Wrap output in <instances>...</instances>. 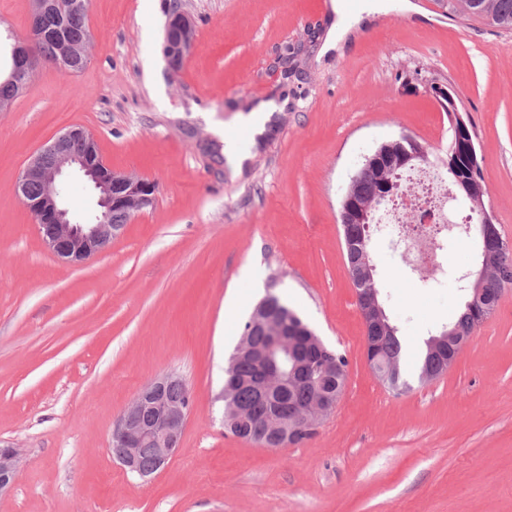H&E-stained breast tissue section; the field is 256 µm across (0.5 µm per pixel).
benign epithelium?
<instances>
[{"instance_id": "benign-epithelium-1", "label": "benign epithelium", "mask_w": 512, "mask_h": 512, "mask_svg": "<svg viewBox=\"0 0 512 512\" xmlns=\"http://www.w3.org/2000/svg\"><path fill=\"white\" fill-rule=\"evenodd\" d=\"M165 45L167 59L185 54L191 44L192 21L181 4L174 5L166 22ZM43 33L32 26L27 36H12L11 64L12 75L25 79L41 62L38 42ZM440 108L449 112L453 128L466 129L464 116L456 106L454 91L447 85L431 87ZM420 157L415 138L402 134L398 138L379 144L374 151L364 157L359 171H367L380 164L388 163L389 170L406 167ZM446 167L455 171L462 165L473 168L472 150L466 148L454 152L448 159L441 160ZM76 173L83 177L98 195L99 210L91 217L74 218L65 206L64 188L69 184L68 176ZM35 182L41 184L43 192L37 199H30L25 188ZM154 186L139 177L112 170L99 155L93 136L85 129L71 127L55 136L52 141L37 150L21 172L16 184V194L30 209L35 218L36 228L45 249L54 256L69 261L81 262L102 251L112 239L122 233L117 224H107L101 216L114 209L134 214L152 202ZM339 218L342 224H358L367 218L365 207L354 197L352 188H347L340 200ZM475 230L481 245V255L487 256L495 234L494 216L483 213L479 225L467 227ZM487 269L481 267L472 284L473 300H484L482 312L491 314L498 302L495 295L487 292ZM365 325L379 321L377 314L382 311L378 302V291L371 289L360 307ZM271 339L285 348L298 342L312 352L304 361L291 358L293 370L291 380L304 383L318 370L323 376H331L335 364L332 354L324 341L315 332L306 329L301 336L288 335V327L282 323L272 309H267L262 322ZM250 353L259 366L257 400L251 405L228 403L224 413V427L234 429L239 425L262 418V406L268 391L273 386L265 373L266 354L256 352L243 337L231 359ZM347 369L338 370L336 390H320L319 397L305 409H295L284 418L265 420V429L259 443L267 449L276 450L288 444L287 437L297 424L309 430H317L323 418L334 412L347 383ZM186 385L174 373L159 375L145 384L128 404L115 424L112 435L122 442V450L116 460L122 469L146 481L166 469L171 459L180 449L182 433L188 418L187 405L168 396L173 383ZM149 446L154 451L153 466L146 469L140 465L141 448ZM22 462V449L0 444V495L13 485Z\"/></svg>"}]
</instances>
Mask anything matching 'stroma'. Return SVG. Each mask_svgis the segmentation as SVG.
Wrapping results in <instances>:
<instances>
[{"mask_svg": "<svg viewBox=\"0 0 512 512\" xmlns=\"http://www.w3.org/2000/svg\"><path fill=\"white\" fill-rule=\"evenodd\" d=\"M194 20L178 71L165 0H91L89 61L40 65L0 111V439L24 450L0 512H512V287L443 376L419 350L455 321L475 237L444 268L407 271L373 236L377 284L400 327L402 372L384 386L346 265L339 201L365 155L407 133L445 154L451 86L474 127L485 205L512 240V32L457 0H401L341 54L319 57L330 0H182ZM293 49L295 72L281 59ZM287 99L238 177L208 149L261 100ZM91 132L112 170L154 185L100 254L70 264L42 245L15 184L61 131ZM288 301L348 379L314 436L270 451L222 426L224 373L266 293ZM192 393L181 447L149 481L111 452L122 411L154 376ZM431 92L442 110L449 112L454 130H465L467 127L464 116L456 106L454 91L447 85H433Z\"/></svg>", "mask_w": 512, "mask_h": 512, "instance_id": "1", "label": "stroma"}]
</instances>
